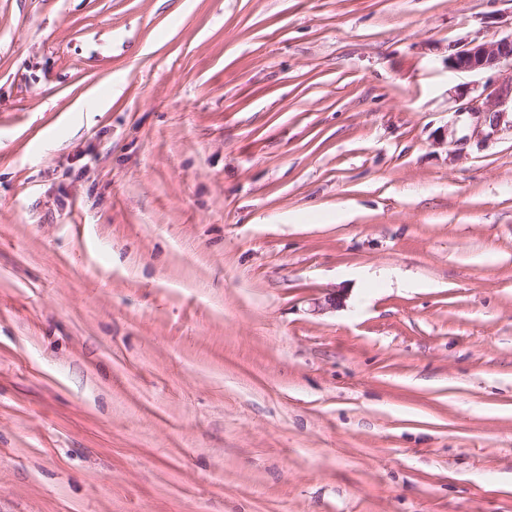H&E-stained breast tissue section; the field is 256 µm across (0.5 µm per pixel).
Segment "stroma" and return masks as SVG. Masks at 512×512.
<instances>
[{
  "instance_id": "1",
  "label": "stroma",
  "mask_w": 512,
  "mask_h": 512,
  "mask_svg": "<svg viewBox=\"0 0 512 512\" xmlns=\"http://www.w3.org/2000/svg\"><path fill=\"white\" fill-rule=\"evenodd\" d=\"M509 35L0 0V512H512V130L448 67Z\"/></svg>"
}]
</instances>
